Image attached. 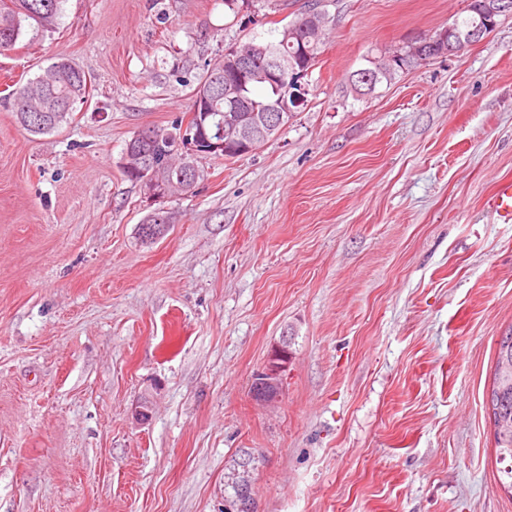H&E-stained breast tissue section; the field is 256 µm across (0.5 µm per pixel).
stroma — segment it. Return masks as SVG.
<instances>
[{
	"mask_svg": "<svg viewBox=\"0 0 512 512\" xmlns=\"http://www.w3.org/2000/svg\"><path fill=\"white\" fill-rule=\"evenodd\" d=\"M303 5L64 0L0 54V512H224L245 458L257 512H512L487 408L512 330V222L489 207L512 179V18L359 97L368 57L467 0H331L306 106L248 155L199 157L139 241L155 205L126 142ZM61 57L90 97L30 134L7 99ZM290 352L287 344L275 350L261 372L253 378L251 394L257 401L275 399L283 385V373L288 367Z\"/></svg>",
	"mask_w": 512,
	"mask_h": 512,
	"instance_id": "1",
	"label": "stroma"
}]
</instances>
